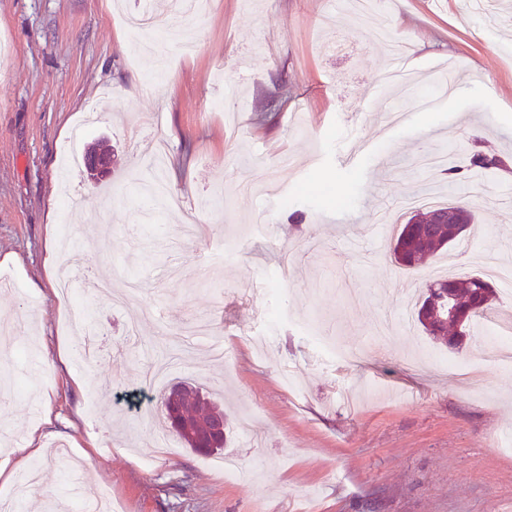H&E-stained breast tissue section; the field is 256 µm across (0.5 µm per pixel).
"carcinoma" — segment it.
Returning <instances> with one entry per match:
<instances>
[{"label":"carcinoma","instance_id":"1","mask_svg":"<svg viewBox=\"0 0 512 512\" xmlns=\"http://www.w3.org/2000/svg\"><path fill=\"white\" fill-rule=\"evenodd\" d=\"M471 165L488 169L503 167L505 163L495 155L476 151L471 156ZM444 209L443 204L421 208L416 213L421 222L413 224L408 221L401 225L391 247V255L397 264L417 269L461 239L462 234L454 231L452 226L426 223L428 214ZM495 297L493 286L476 276L437 279L427 285L426 295L419 301L417 321L433 340L448 345L450 349H459L463 344L462 337L469 335L477 318ZM450 301L461 311V317L452 323L446 321V305ZM173 404L191 422L198 418L224 417L223 410L203 397L191 384H178L163 398V413L168 420L171 419L170 407Z\"/></svg>","mask_w":512,"mask_h":512}]
</instances>
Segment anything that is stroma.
<instances>
[{
  "label": "stroma",
  "instance_id": "stroma-1",
  "mask_svg": "<svg viewBox=\"0 0 512 512\" xmlns=\"http://www.w3.org/2000/svg\"><path fill=\"white\" fill-rule=\"evenodd\" d=\"M149 5L0 0V318L16 324L0 343L19 386L0 448L33 432L42 447L20 512H74L76 479L117 512H512V368L478 332L457 351L418 326L375 333L429 279L485 272L457 246L398 266L404 198L472 199L467 242L512 265V15L499 0H391L360 22L337 0H212L182 57L137 51L121 19ZM380 28L408 45L409 89L380 79ZM442 64L458 77L445 95ZM394 108L411 123L389 124ZM160 140L178 208L137 189ZM99 141L112 174L97 182L84 159ZM478 149L506 167L473 198ZM442 151L451 188L416 170ZM274 165L242 200L240 177ZM64 231L82 278L129 273L137 300L82 288L60 315ZM269 288L284 294L261 351ZM456 361L479 364V390ZM180 382L221 404L223 454L161 425ZM227 455L250 481H225Z\"/></svg>",
  "mask_w": 512,
  "mask_h": 512
}]
</instances>
